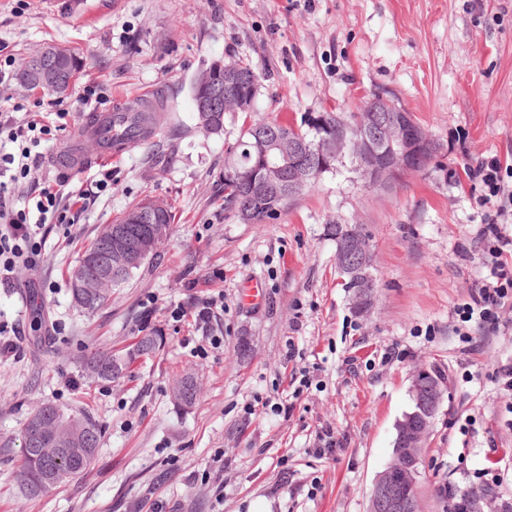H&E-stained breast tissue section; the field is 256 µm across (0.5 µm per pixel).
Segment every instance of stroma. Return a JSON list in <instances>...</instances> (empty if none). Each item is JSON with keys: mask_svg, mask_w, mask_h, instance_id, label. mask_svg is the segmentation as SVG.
<instances>
[{"mask_svg": "<svg viewBox=\"0 0 512 512\" xmlns=\"http://www.w3.org/2000/svg\"><path fill=\"white\" fill-rule=\"evenodd\" d=\"M0 42L18 63L45 45L82 59L60 102L67 129L33 179L66 175L86 190L112 171L111 191L89 199L79 223L50 225L35 267L0 287V324L18 330L0 357V512H252L259 501L269 512H368L421 369L446 383L421 450L422 512H442V482L493 488L485 512L512 504V392L499 375L512 363V319L469 343L455 333V310L485 273L481 188L463 166L512 158V0H0ZM215 61L256 67L257 111L283 123L387 95L436 156L375 189L338 167L277 219L241 223L224 211L222 176L244 117L206 132L191 99ZM88 83L110 109L152 91L164 119L121 159L71 171L63 157L96 151L78 137L98 109L82 98ZM147 196L172 204L170 238L106 306L79 312L69 277L84 246ZM336 223L363 225L371 239L369 312L342 286L326 235ZM252 280L264 297L250 305L242 286ZM219 296L223 307L197 326L196 306ZM149 331L163 345L123 378L81 379L93 348L122 350ZM304 370L312 384L299 393L290 378ZM186 374L199 386L189 409L171 397ZM45 403L86 413L101 439L89 470L29 500L16 480L21 430ZM326 431L336 445L324 452Z\"/></svg>", "mask_w": 512, "mask_h": 512, "instance_id": "stroma-1", "label": "stroma"}]
</instances>
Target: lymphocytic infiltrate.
Returning <instances> with one entry per match:
<instances>
[{
  "instance_id": "1",
  "label": "lymphocytic infiltrate",
  "mask_w": 512,
  "mask_h": 512,
  "mask_svg": "<svg viewBox=\"0 0 512 512\" xmlns=\"http://www.w3.org/2000/svg\"><path fill=\"white\" fill-rule=\"evenodd\" d=\"M49 128L41 120L21 123L13 113H0V286H9L21 270L32 268L41 249L39 235L49 224L78 223L83 204L67 198L68 178L29 182L48 150L43 141ZM480 181L488 212L477 238L484 245L483 265L488 275L477 282L468 302L459 307L463 322L498 321L512 301V163L492 156L466 168ZM28 183L27 205H17L15 194Z\"/></svg>"
}]
</instances>
